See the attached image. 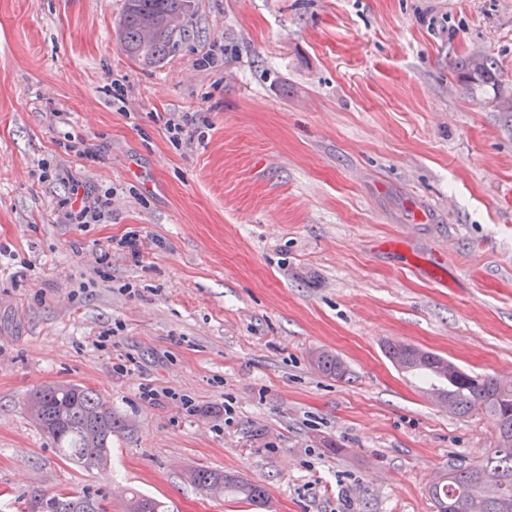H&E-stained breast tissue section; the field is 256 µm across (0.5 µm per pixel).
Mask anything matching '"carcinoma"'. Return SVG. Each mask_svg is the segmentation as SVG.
Instances as JSON below:
<instances>
[{
	"instance_id": "cac0c4a2",
	"label": "carcinoma",
	"mask_w": 512,
	"mask_h": 512,
	"mask_svg": "<svg viewBox=\"0 0 512 512\" xmlns=\"http://www.w3.org/2000/svg\"><path fill=\"white\" fill-rule=\"evenodd\" d=\"M197 0H124L117 37L124 53L144 67L159 65L176 42L190 36ZM457 78L471 94L492 93L498 111L512 112V96L499 92L500 74L484 54H468L457 69ZM386 357L410 374L429 380L431 396L449 403L465 416L482 409L496 417L494 448L476 465L454 466L443 483L432 487L436 512H512V382L496 376L471 375L447 358L415 346ZM317 368L328 376L344 372L341 360L327 352L315 356ZM27 411L37 427L52 440L59 455L89 467L107 462L112 434L123 423L93 390L74 383H56L35 390ZM191 482L202 490L230 495L257 509H267V489L238 475L195 469ZM42 512H97L95 501L85 495L54 494L40 503ZM126 512H162L160 501L134 494Z\"/></svg>"
}]
</instances>
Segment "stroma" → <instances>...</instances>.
<instances>
[{
	"mask_svg": "<svg viewBox=\"0 0 512 512\" xmlns=\"http://www.w3.org/2000/svg\"><path fill=\"white\" fill-rule=\"evenodd\" d=\"M123 2L0 0V512L61 490L125 512L131 488L254 512L201 467L264 484L272 512H435L496 421L384 347L512 369V112L454 72L484 52L512 94V0H198L150 69L116 40ZM186 112L196 137L173 141ZM75 180L111 191L99 223L69 220ZM65 382L125 424L107 467L61 459L25 411Z\"/></svg>",
	"mask_w": 512,
	"mask_h": 512,
	"instance_id": "1",
	"label": "stroma"
}]
</instances>
